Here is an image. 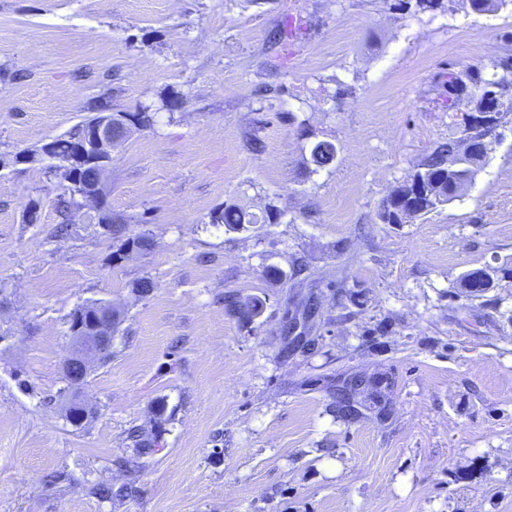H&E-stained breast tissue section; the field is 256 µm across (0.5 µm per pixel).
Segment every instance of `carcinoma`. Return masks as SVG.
Wrapping results in <instances>:
<instances>
[{"instance_id":"obj_1","label":"carcinoma","mask_w":512,"mask_h":512,"mask_svg":"<svg viewBox=\"0 0 512 512\" xmlns=\"http://www.w3.org/2000/svg\"><path fill=\"white\" fill-rule=\"evenodd\" d=\"M475 12L497 11L512 0H466ZM512 64V54H507L492 64V70L471 65L464 70H457L454 65H448L444 72L443 88L448 93L446 103L448 111H454L456 105L467 95L492 84L503 76V68ZM487 153L477 152L466 154L462 152L461 139L450 138L438 144L413 173L410 179L402 182L396 188V196L391 198L392 205L401 211L413 214L424 211L431 213L455 198L464 194L472 184L475 176L484 165ZM314 165L318 168L332 165L336 159V147L320 141L311 152ZM58 207L64 217H69L79 209L80 202L71 186H64L59 195ZM258 223V219L245 208L227 204L223 209L213 212L210 224L223 225L229 232H243L249 226ZM128 225L125 221L112 224V239L120 241L118 252L147 251L150 248L149 238L144 235L130 236L127 234ZM229 310L233 313L254 316L261 312V302L257 299L232 300Z\"/></svg>"}]
</instances>
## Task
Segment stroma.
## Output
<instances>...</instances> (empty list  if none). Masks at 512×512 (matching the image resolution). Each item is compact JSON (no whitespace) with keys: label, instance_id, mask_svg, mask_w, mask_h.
Listing matches in <instances>:
<instances>
[{"label":"stroma","instance_id":"stroma-1","mask_svg":"<svg viewBox=\"0 0 512 512\" xmlns=\"http://www.w3.org/2000/svg\"><path fill=\"white\" fill-rule=\"evenodd\" d=\"M511 34V8L461 0H0V512H512V114L464 195L378 217L461 135L437 74L491 66ZM101 95L155 114L113 152L108 204L153 241L118 260L89 211L57 235L60 178L18 160ZM230 203L258 224L212 226ZM481 270L489 288H461ZM228 293L262 313L233 316ZM99 300L123 320L78 429L67 317ZM380 373L388 415L339 417L338 381ZM160 399L161 446L136 454L127 431L152 437Z\"/></svg>","mask_w":512,"mask_h":512}]
</instances>
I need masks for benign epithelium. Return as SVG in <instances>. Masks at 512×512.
<instances>
[{"instance_id": "benign-epithelium-1", "label": "benign epithelium", "mask_w": 512, "mask_h": 512, "mask_svg": "<svg viewBox=\"0 0 512 512\" xmlns=\"http://www.w3.org/2000/svg\"><path fill=\"white\" fill-rule=\"evenodd\" d=\"M512 98V76L506 75L497 83L485 88L478 98L473 101V107L462 114L464 125L485 124L495 121L497 111L503 103ZM120 121L122 133H127L130 126L137 122L130 117L114 112H98L95 119L87 123L82 121L65 132L67 138L77 144V150L70 157H61L55 153V138L45 141L39 152L32 155H22L19 161L26 164L54 163L65 169L74 167L93 168L95 177L85 185L77 186L78 197L85 204H94L100 216L98 226L103 238H108L112 230V212L103 210V186L112 163V151L122 137L113 132L114 121ZM117 329V319L112 309V303L105 301L98 304L97 320L89 333L82 331L78 325L72 332V347L69 355L63 360L62 372L69 384L66 407L73 408L82 420L95 415V409L80 395L84 378L70 376L67 367L70 363H79L84 373H89L94 363H100L112 349V338Z\"/></svg>"}]
</instances>
